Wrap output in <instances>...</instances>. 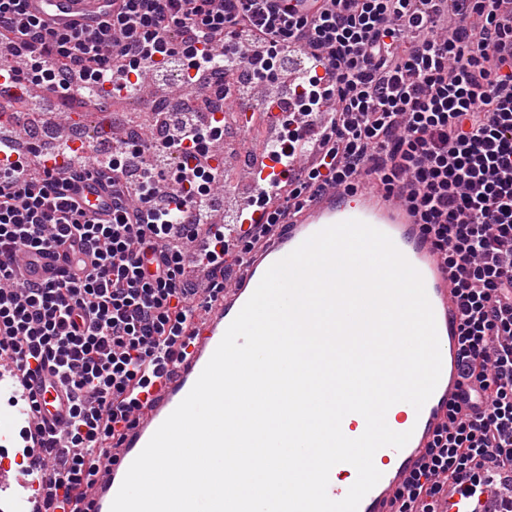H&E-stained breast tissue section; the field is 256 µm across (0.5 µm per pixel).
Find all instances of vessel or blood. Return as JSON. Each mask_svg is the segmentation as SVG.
Returning a JSON list of instances; mask_svg holds the SVG:
<instances>
[{
    "instance_id": "1",
    "label": "vessel or blood",
    "mask_w": 512,
    "mask_h": 512,
    "mask_svg": "<svg viewBox=\"0 0 512 512\" xmlns=\"http://www.w3.org/2000/svg\"><path fill=\"white\" fill-rule=\"evenodd\" d=\"M110 0H28L31 14L45 19L52 26L68 27L74 23L96 22ZM35 85L21 78H0V125L19 127L22 115L9 111V104L34 95ZM110 101L98 100L96 125L98 135L113 140L120 127L109 110ZM94 142H63L61 151L47 159L46 168L59 171L67 162L66 154L83 155L94 152ZM263 165L261 187L268 193L280 192L287 181L289 168L261 156ZM79 194L84 207L92 212L110 208L111 201L94 181L80 184ZM349 219H359L388 234L407 260L421 273L432 306L442 358L439 383L422 409L406 402L394 404L386 421L397 432H411L412 437L402 449L384 447L374 456V464L382 477L363 498L358 512H396L398 494L410 482L422 458L429 451L436 431L448 419V406L461 400L465 388L460 371V312L450 288L451 270L433 240L400 205L395 197L365 193L350 196L344 190L330 189L319 199L283 225L266 247L245 256L236 277L223 296L211 304L203 317L196 320L186 336L178 340L175 362L153 379L148 391L140 393L141 408L133 422L115 436V450L100 468L91 512H110L124 476L133 460L152 435L192 389L227 327L250 298L268 268L284 258L304 240L323 228ZM58 267L55 258L30 253L20 271L26 282H43L52 278ZM70 394L51 373L27 380L10 370L0 371V512H35L39 490L46 484L37 472L27 475L24 489H17L18 469L9 463L19 445L18 436L32 431L34 424L52 430L68 421ZM355 468L347 463L335 465L329 477L330 498L342 499L348 489L347 480L355 476Z\"/></svg>"
}]
</instances>
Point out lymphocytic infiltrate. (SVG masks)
Instances as JSON below:
<instances>
[{
  "mask_svg": "<svg viewBox=\"0 0 512 512\" xmlns=\"http://www.w3.org/2000/svg\"><path fill=\"white\" fill-rule=\"evenodd\" d=\"M26 2L0 0L12 72L33 71L65 99L73 79L101 86L171 63L226 99V71L245 65L259 79L299 53L307 76L278 138L287 161L315 154L284 203L252 198L266 220L233 239L207 221L224 172L187 158L158 164L223 137L205 114L163 143L121 142L60 177L0 161V362L27 376L50 366L72 401L38 458L49 479L38 512L90 497L132 394L173 362L200 310L187 268L208 270L214 301L234 273L231 252L266 245L331 185L398 197L453 271L468 392L449 406L398 512H433L448 487L477 505L486 483L512 479V0H319L307 11L289 0H112L95 25L68 28L49 27ZM448 13L457 22L440 31ZM90 176L111 197L106 216L77 196ZM32 249L71 251L72 263L20 281Z\"/></svg>",
  "mask_w": 512,
  "mask_h": 512,
  "instance_id": "f902f5d3",
  "label": "lymphocytic infiltrate"
}]
</instances>
